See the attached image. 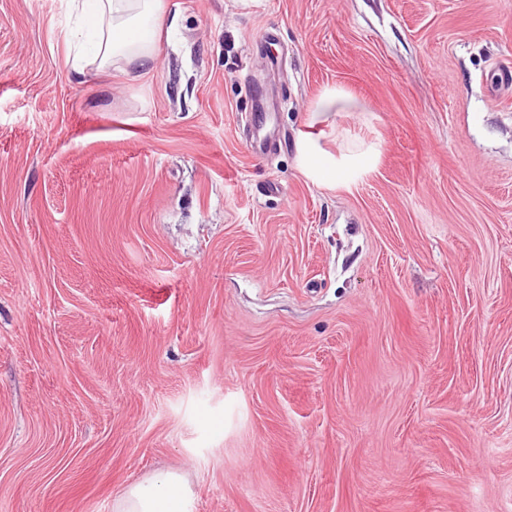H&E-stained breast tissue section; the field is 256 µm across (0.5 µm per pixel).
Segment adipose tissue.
<instances>
[{"label": "adipose tissue", "mask_w": 512, "mask_h": 512, "mask_svg": "<svg viewBox=\"0 0 512 512\" xmlns=\"http://www.w3.org/2000/svg\"><path fill=\"white\" fill-rule=\"evenodd\" d=\"M84 42L74 48L72 66L85 71L124 63L150 70L157 59L163 0H67ZM190 489L181 472L169 471L132 484L114 500L113 512H188Z\"/></svg>", "instance_id": "ef3b65f1"}]
</instances>
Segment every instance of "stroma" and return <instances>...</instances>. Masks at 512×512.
Returning <instances> with one entry per match:
<instances>
[{"mask_svg": "<svg viewBox=\"0 0 512 512\" xmlns=\"http://www.w3.org/2000/svg\"><path fill=\"white\" fill-rule=\"evenodd\" d=\"M164 7L80 75L0 0V512H512V0ZM360 108L361 104L357 100L343 97L340 92L336 91L324 95L316 104L314 112L320 116H327L343 109L356 110ZM190 489L179 471L132 484L114 500V512H188Z\"/></svg>", "mask_w": 512, "mask_h": 512, "instance_id": "obj_1", "label": "stroma"}]
</instances>
